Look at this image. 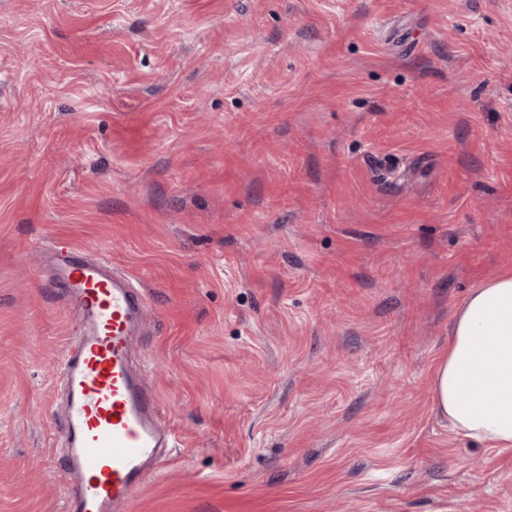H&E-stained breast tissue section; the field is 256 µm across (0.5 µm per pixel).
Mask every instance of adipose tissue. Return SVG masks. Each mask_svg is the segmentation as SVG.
<instances>
[{"label": "adipose tissue", "mask_w": 512, "mask_h": 512, "mask_svg": "<svg viewBox=\"0 0 512 512\" xmlns=\"http://www.w3.org/2000/svg\"><path fill=\"white\" fill-rule=\"evenodd\" d=\"M430 390L452 432L512 449V269L489 275L457 307Z\"/></svg>", "instance_id": "adipose-tissue-1"}]
</instances>
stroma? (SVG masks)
Wrapping results in <instances>:
<instances>
[{
  "mask_svg": "<svg viewBox=\"0 0 512 512\" xmlns=\"http://www.w3.org/2000/svg\"><path fill=\"white\" fill-rule=\"evenodd\" d=\"M511 48L512 0H0V512H64L49 240L151 310L181 446L123 512H512L430 394L512 268Z\"/></svg>",
  "mask_w": 512,
  "mask_h": 512,
  "instance_id": "35a3bbf8",
  "label": "stroma"
}]
</instances>
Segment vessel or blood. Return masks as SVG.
Here are the masks:
<instances>
[{
    "label": "vessel or blood",
    "mask_w": 512,
    "mask_h": 512,
    "mask_svg": "<svg viewBox=\"0 0 512 512\" xmlns=\"http://www.w3.org/2000/svg\"><path fill=\"white\" fill-rule=\"evenodd\" d=\"M48 254L51 280L76 321L57 372L71 485L65 512H121L178 444L132 363L148 306L139 287L106 262L64 243Z\"/></svg>",
    "instance_id": "b4317fda"
}]
</instances>
